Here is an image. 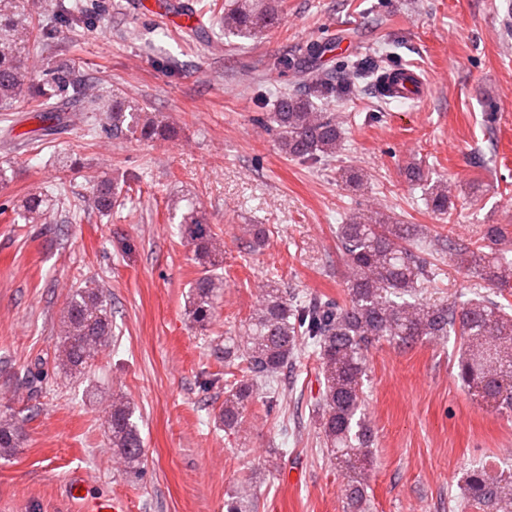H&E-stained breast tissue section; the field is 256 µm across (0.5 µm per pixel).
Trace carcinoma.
<instances>
[{"label": "carcinoma", "instance_id": "cac0c4a2", "mask_svg": "<svg viewBox=\"0 0 512 512\" xmlns=\"http://www.w3.org/2000/svg\"><path fill=\"white\" fill-rule=\"evenodd\" d=\"M281 0H235L217 13L224 34L252 36L280 19ZM50 0H0V110L18 100L38 112L50 109L54 97L86 98V83L77 79L74 64L56 62L49 45L51 30L39 27ZM46 53L47 82H36L26 66L30 49ZM355 90L347 75L310 78L301 74L298 88L281 96L261 118L278 133L280 150L292 159L316 160L336 154L341 129L336 116L319 111L316 100H330L336 86ZM106 113L104 130L114 138L169 140L175 127L162 124L115 98L106 105L91 101ZM409 182L424 189L434 211L449 214L448 182H429L418 166L408 168ZM90 194L81 197L77 210L101 215L117 202L118 181L106 172L89 177ZM49 199L39 191L28 194L20 218L27 224L46 220ZM182 238L192 248L200 275L190 284L188 315L205 329L224 294V274L218 272L224 246L213 232L206 213L191 203L179 219ZM261 224L245 228L244 248L255 251L266 243ZM512 237L511 224H487L481 243L449 247L455 269L479 279L475 297L460 304L429 303L423 294L436 268L419 245L416 224H393L359 213L337 227L345 265V298L303 300L279 288L262 291L249 320L234 336L224 337V362L244 364L242 379L228 385L218 421L224 429L240 427L259 392L277 380L293 363L301 344L318 348L325 379L320 428L328 453L336 464L355 469L369 459L375 433L363 413L365 354L385 341L397 348L446 339L459 340L457 377L474 400L488 403L500 414L512 416V314L505 306L479 292L481 288H512V257L494 246ZM58 360L70 373H82L112 337V312L99 289L87 286L72 292L61 317ZM112 455L132 473L141 470L146 456L135 408L121 395L112 396L106 415ZM22 426L0 417V458L19 447ZM467 501L482 512H512V473L493 472L483 463L463 473ZM349 512H365L366 478H351L345 488Z\"/></svg>", "mask_w": 512, "mask_h": 512}]
</instances>
